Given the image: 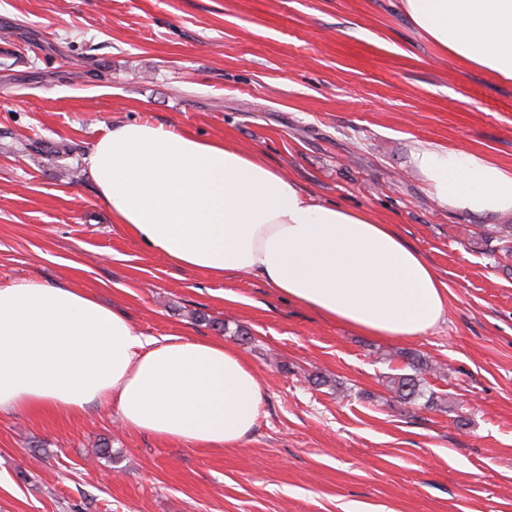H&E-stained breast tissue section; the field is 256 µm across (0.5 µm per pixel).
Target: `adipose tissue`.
I'll list each match as a JSON object with an SVG mask.
<instances>
[{
  "instance_id": "ef3b65f1",
  "label": "adipose tissue",
  "mask_w": 512,
  "mask_h": 512,
  "mask_svg": "<svg viewBox=\"0 0 512 512\" xmlns=\"http://www.w3.org/2000/svg\"><path fill=\"white\" fill-rule=\"evenodd\" d=\"M450 57L512 81V0H399ZM410 165L439 209L512 217V169L416 143ZM115 223L179 269L241 273L323 319L392 339L436 328L448 288L371 210L316 200L283 171L218 139L130 122L88 155ZM265 399L253 366L220 339L147 337L94 295L35 279L0 283V411L77 415L115 404L130 430L194 448H235Z\"/></svg>"
}]
</instances>
